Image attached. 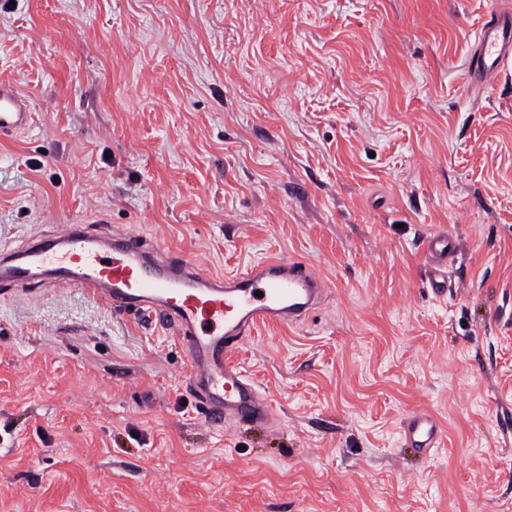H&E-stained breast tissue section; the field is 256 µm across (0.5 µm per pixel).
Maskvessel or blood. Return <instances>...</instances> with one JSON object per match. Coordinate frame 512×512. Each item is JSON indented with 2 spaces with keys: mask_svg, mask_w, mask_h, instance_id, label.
I'll list each match as a JSON object with an SVG mask.
<instances>
[{
  "mask_svg": "<svg viewBox=\"0 0 512 512\" xmlns=\"http://www.w3.org/2000/svg\"><path fill=\"white\" fill-rule=\"evenodd\" d=\"M512 64V11H487L469 63L471 88L482 90ZM30 101L14 84L0 81V138L32 124ZM457 249L445 234L425 239L427 279L436 296L448 293L445 266ZM16 299L42 286L75 287L112 309L132 311L173 330L186 347L187 383L216 423L269 419L267 399L233 362L238 345L260 324L301 322L325 292L323 276L298 259L272 257L220 277L140 234L109 226L75 225L24 248L0 251V286ZM442 424L430 411L411 415L402 427L404 447L430 456Z\"/></svg>",
  "mask_w": 512,
  "mask_h": 512,
  "instance_id": "vessel-or-blood-1",
  "label": "vessel or blood"
}]
</instances>
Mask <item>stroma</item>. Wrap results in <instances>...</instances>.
<instances>
[{
	"mask_svg": "<svg viewBox=\"0 0 512 512\" xmlns=\"http://www.w3.org/2000/svg\"><path fill=\"white\" fill-rule=\"evenodd\" d=\"M490 2L0 0L34 112L0 139V247L88 217L330 283L233 354L265 427L212 423L147 318L0 297V512H512V68L466 82ZM421 409L428 459L400 438ZM457 249L455 240L448 234H436L425 239L423 250L430 259L427 279L432 293L438 297L448 293V275L444 271L448 256ZM442 435L443 428L439 419L430 411L421 410L403 424V448H410L422 457H427L439 447Z\"/></svg>",
	"mask_w": 512,
	"mask_h": 512,
	"instance_id": "35a3bbf8",
	"label": "stroma"
}]
</instances>
